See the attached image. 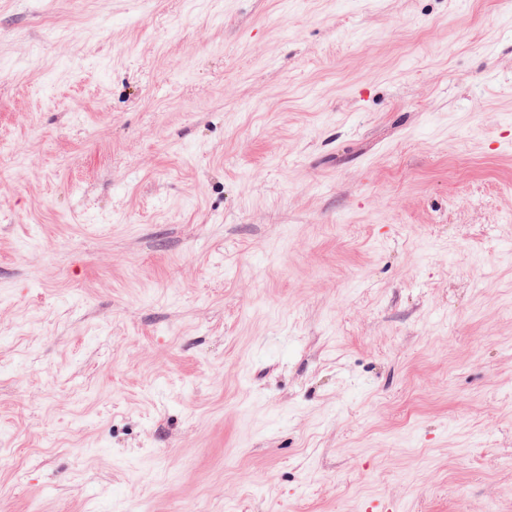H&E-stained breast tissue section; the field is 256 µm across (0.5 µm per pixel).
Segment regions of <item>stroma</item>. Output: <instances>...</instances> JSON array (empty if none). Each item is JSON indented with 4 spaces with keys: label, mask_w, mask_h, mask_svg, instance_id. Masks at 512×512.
I'll return each instance as SVG.
<instances>
[{
    "label": "stroma",
    "mask_w": 512,
    "mask_h": 512,
    "mask_svg": "<svg viewBox=\"0 0 512 512\" xmlns=\"http://www.w3.org/2000/svg\"><path fill=\"white\" fill-rule=\"evenodd\" d=\"M512 512V8L0 0V512Z\"/></svg>",
    "instance_id": "obj_1"
}]
</instances>
